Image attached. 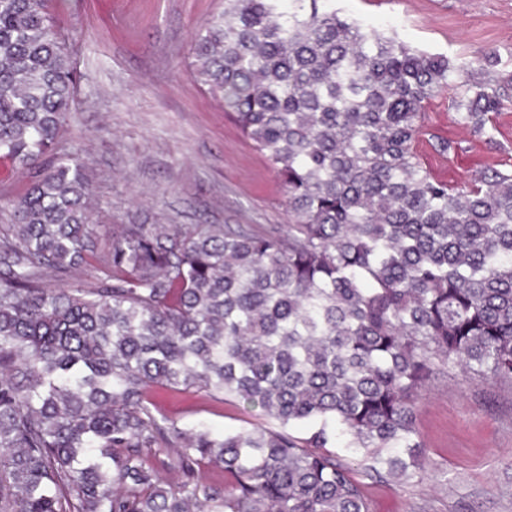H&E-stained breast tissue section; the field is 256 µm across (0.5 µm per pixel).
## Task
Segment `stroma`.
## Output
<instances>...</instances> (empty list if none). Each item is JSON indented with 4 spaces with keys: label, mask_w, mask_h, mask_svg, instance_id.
Returning a JSON list of instances; mask_svg holds the SVG:
<instances>
[{
    "label": "stroma",
    "mask_w": 512,
    "mask_h": 512,
    "mask_svg": "<svg viewBox=\"0 0 512 512\" xmlns=\"http://www.w3.org/2000/svg\"><path fill=\"white\" fill-rule=\"evenodd\" d=\"M73 50L75 109L57 153L79 150L92 190L100 248L123 224H251L287 228L283 187L260 151L193 77L196 31L222 0H52ZM364 28L448 57L479 76L486 58L512 73V0H332ZM444 91L426 106L416 151L439 181L457 186L487 168L512 169V101L493 119L494 142L459 124ZM448 139L442 155L432 142ZM156 415L217 432L261 422L230 399L157 387ZM425 469L408 484L373 479L370 512H512V388L459 371L432 380L416 409Z\"/></svg>",
    "instance_id": "35a3bbf8"
}]
</instances>
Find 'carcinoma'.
<instances>
[{
    "mask_svg": "<svg viewBox=\"0 0 512 512\" xmlns=\"http://www.w3.org/2000/svg\"><path fill=\"white\" fill-rule=\"evenodd\" d=\"M47 2L0 0V158L41 170L0 225V512H369L332 448L405 484L432 379L512 386V173L450 188L413 151L461 68L327 0H224L195 79L279 176L287 231L123 224L102 255L85 166L53 154L77 76ZM511 87L488 71L452 107L492 144ZM97 259V285H48ZM156 386L280 428H182Z\"/></svg>",
    "mask_w": 512,
    "mask_h": 512,
    "instance_id": "carcinoma-1",
    "label": "carcinoma"
}]
</instances>
